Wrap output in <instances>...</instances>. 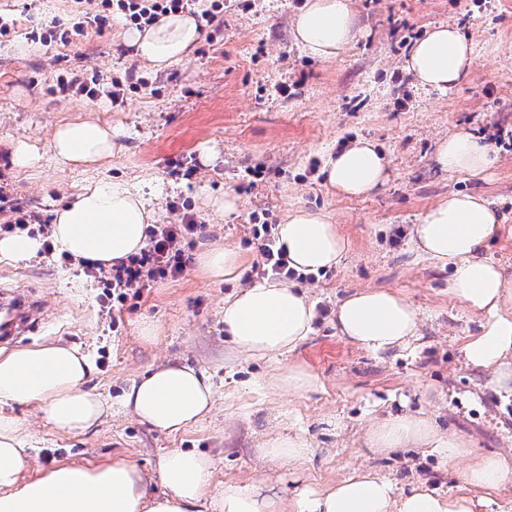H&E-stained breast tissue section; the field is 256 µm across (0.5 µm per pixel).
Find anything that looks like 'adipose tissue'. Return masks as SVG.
Here are the masks:
<instances>
[{
    "instance_id": "1",
    "label": "adipose tissue",
    "mask_w": 512,
    "mask_h": 512,
    "mask_svg": "<svg viewBox=\"0 0 512 512\" xmlns=\"http://www.w3.org/2000/svg\"><path fill=\"white\" fill-rule=\"evenodd\" d=\"M292 36L309 56L329 61L356 36L349 0H305L292 21ZM200 38L196 18L167 13L145 29L123 36L134 56L155 70L190 56ZM472 43L456 27L440 25L417 41L406 68L424 87L440 91L460 85L473 68ZM48 150L61 167H86L117 150L111 126L77 119L58 126ZM442 170L466 179L483 178L492 164L478 136L455 131L437 151ZM387 159L377 146L356 140L329 155L324 173L330 188L366 196L387 179ZM154 210L126 181L112 180L80 189L56 210L51 228L60 250L104 268L139 253ZM501 220L490 202L469 192H452L430 207L412 231L416 251L449 269L448 292L480 316V330L463 346L467 365L491 373L500 390L512 387V313L503 309L507 284L501 268L482 250L498 233ZM276 244L286 250L296 272L315 274L338 266L349 240L323 211L298 208L277 225ZM315 308L294 284L264 280L237 290L224 303V330L236 347L254 357L293 351L309 336ZM336 330L359 347L385 353L407 349L420 336L417 309L391 291H362L336 309ZM87 358L62 343L0 347V512H476L491 506L498 490L512 485V456H471L465 442L442 434L424 413L379 419L369 446L383 452L415 446L432 448L460 462L456 475L463 492L444 496L420 484L400 491L371 470H357L336 485L318 490L297 486L285 492L265 483L215 486L213 462L203 454L175 449L157 465L162 494L148 491L141 470L117 457L85 467L62 463L42 476L21 479L27 436L7 407H35L44 420L65 432L93 427L106 412L102 399L85 384ZM213 388L203 370L169 363L133 383L122 397L125 410L153 428L176 432L197 424L210 411ZM481 498H473V491Z\"/></svg>"
}]
</instances>
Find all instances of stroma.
Segmentation results:
<instances>
[{"mask_svg": "<svg viewBox=\"0 0 512 512\" xmlns=\"http://www.w3.org/2000/svg\"><path fill=\"white\" fill-rule=\"evenodd\" d=\"M304 2L223 0L217 22L201 24L193 54L157 71L123 45L132 23L120 10L111 28L74 34V23L100 10V0H0V225L15 204L52 223L55 209L87 183L122 178L146 184L160 223L190 217L203 226L183 242L192 261L182 277L110 310L79 263L65 266L44 253L0 261V283L30 289L45 303L43 321L18 345L79 347L92 366L89 389L109 406L82 433L14 407L31 435L23 478L61 462L92 466L120 455L159 494L158 460L178 448L210 456L217 485L322 488L369 467L404 489L424 481L444 494L459 486L438 454L414 447L372 454L370 427L389 411L431 413L474 454L512 453V397L463 356L480 318L449 296L447 272L411 243L421 215L449 191L482 195L502 219L484 254L512 284V0H351L357 35L329 62L307 55L292 37ZM442 23L468 36L475 54L472 73L446 93L420 87L404 68L411 45ZM95 75L97 99L59 91V79ZM283 85L289 95L280 93ZM77 117L119 133L120 150L93 171L61 168L46 152L55 128ZM454 130L488 144L493 164L484 179L440 169L437 148ZM356 139L372 140L389 160L385 183L365 198L333 193L323 173L328 155ZM20 140L43 148L37 167L16 166ZM175 160L193 176L174 174ZM253 169L263 171L261 180H251ZM227 192L241 200L236 212L208 207V198ZM300 207L324 210L351 248L339 266L296 282L317 312L309 336L290 353L252 357L224 333V300L258 279L255 219L277 225ZM215 247L240 254L235 280L203 274L198 257ZM367 289L399 292L419 310L420 337L407 350L374 355L338 335L337 305ZM167 362L206 370L214 387L212 412L178 433L144 425L119 404L133 382ZM291 365L311 371L315 385L277 389L275 376ZM288 436L313 450L296 473L258 454L267 440Z\"/></svg>", "mask_w": 512, "mask_h": 512, "instance_id": "35a3bbf8", "label": "stroma"}]
</instances>
